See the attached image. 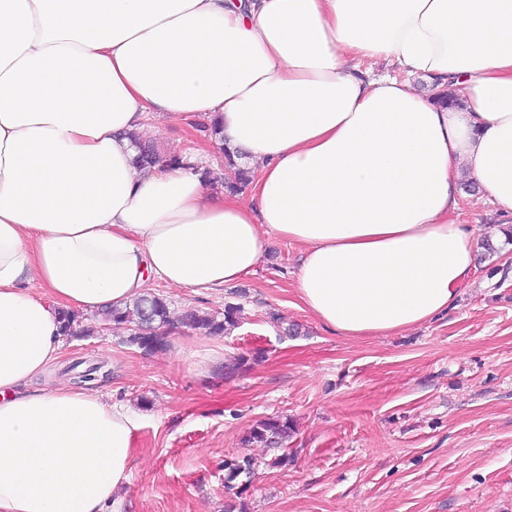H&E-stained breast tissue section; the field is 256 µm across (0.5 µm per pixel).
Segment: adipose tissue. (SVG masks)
<instances>
[{
    "instance_id": "obj_1",
    "label": "adipose tissue",
    "mask_w": 512,
    "mask_h": 512,
    "mask_svg": "<svg viewBox=\"0 0 512 512\" xmlns=\"http://www.w3.org/2000/svg\"><path fill=\"white\" fill-rule=\"evenodd\" d=\"M156 115L219 118L249 199L137 169L129 134ZM466 179L512 217V0H0V512H122L136 415L32 387L62 352L59 308L155 278L221 288L278 236L303 248L323 327L407 330L475 271Z\"/></svg>"
}]
</instances>
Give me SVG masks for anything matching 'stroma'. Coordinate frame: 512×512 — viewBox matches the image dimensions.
Masks as SVG:
<instances>
[{
  "label": "stroma",
  "instance_id": "obj_1",
  "mask_svg": "<svg viewBox=\"0 0 512 512\" xmlns=\"http://www.w3.org/2000/svg\"><path fill=\"white\" fill-rule=\"evenodd\" d=\"M201 122L153 118L162 153L202 144L213 171L224 154ZM460 220L499 249L478 258L473 281L432 321L400 333L345 338L325 329L296 296L298 244L273 239L253 272L222 288H171L174 314L243 307L223 336L170 332L145 352L123 329L65 338L50 387L73 362H104L95 393L137 412L123 512H224V461L256 462L246 512H512V239L488 197L465 189ZM299 333L285 335V325ZM225 358L249 357L225 378ZM288 418L283 445H247L257 422ZM287 465H277L280 456Z\"/></svg>",
  "mask_w": 512,
  "mask_h": 512
}]
</instances>
